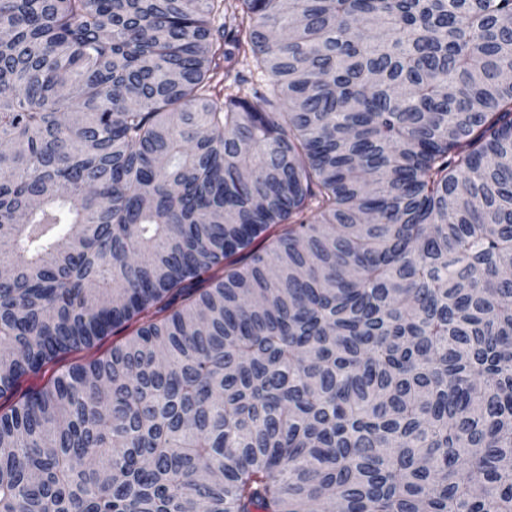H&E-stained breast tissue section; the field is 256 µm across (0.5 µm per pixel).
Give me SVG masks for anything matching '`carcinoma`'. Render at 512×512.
Listing matches in <instances>:
<instances>
[{
    "instance_id": "1",
    "label": "carcinoma",
    "mask_w": 512,
    "mask_h": 512,
    "mask_svg": "<svg viewBox=\"0 0 512 512\" xmlns=\"http://www.w3.org/2000/svg\"><path fill=\"white\" fill-rule=\"evenodd\" d=\"M0 32V512H512V0ZM129 330L121 332L117 335L105 336L97 341L93 347L81 351L70 352L59 357L55 362L45 366L38 374L24 379L18 389L21 394L30 389L40 388L50 383L55 376L64 371L73 364L83 363L91 358H96L107 354L112 349V344L125 341Z\"/></svg>"
}]
</instances>
